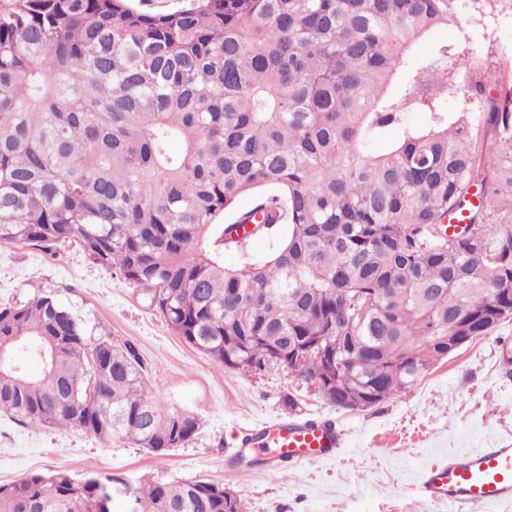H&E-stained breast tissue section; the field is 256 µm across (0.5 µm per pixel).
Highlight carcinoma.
Returning a JSON list of instances; mask_svg holds the SVG:
<instances>
[{
  "mask_svg": "<svg viewBox=\"0 0 512 512\" xmlns=\"http://www.w3.org/2000/svg\"><path fill=\"white\" fill-rule=\"evenodd\" d=\"M466 8L0 0V242L77 243L224 367L281 368L351 410L325 389L339 377L380 405L448 356L451 323L477 339L512 308V94L491 95L450 44L411 55ZM461 82L476 108L452 118L442 102ZM246 224L275 245L228 268ZM1 349L0 412L20 424L157 454L199 428L156 395L131 345L53 290L0 306ZM116 496L125 512H247L206 478L133 487L66 471L0 484V512H114Z\"/></svg>",
  "mask_w": 512,
  "mask_h": 512,
  "instance_id": "obj_1",
  "label": "carcinoma"
}]
</instances>
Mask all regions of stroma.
I'll use <instances>...</instances> for the list:
<instances>
[{
    "label": "stroma",
    "mask_w": 512,
    "mask_h": 512,
    "mask_svg": "<svg viewBox=\"0 0 512 512\" xmlns=\"http://www.w3.org/2000/svg\"><path fill=\"white\" fill-rule=\"evenodd\" d=\"M446 43L489 67L502 87L512 86V0H468L463 28H436L413 51L426 60ZM39 289L58 290L90 325L133 346L155 392L198 415L201 426L188 444L157 456L126 441L104 444L76 429L24 426L0 414V484L53 471L109 474L133 485L201 477L224 483L248 512H468L421 498L413 481L449 453L512 443V318L431 367L405 392L348 410L287 371L224 368L175 336L132 285L92 264L78 245L45 251L0 243V303L27 300ZM276 415L333 417L347 444L337 458L277 474L229 466L236 436Z\"/></svg>",
    "instance_id": "35a3bbf8"
}]
</instances>
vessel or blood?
<instances>
[{
  "label": "vessel or blood",
  "instance_id": "1",
  "mask_svg": "<svg viewBox=\"0 0 512 512\" xmlns=\"http://www.w3.org/2000/svg\"><path fill=\"white\" fill-rule=\"evenodd\" d=\"M236 445L252 453L266 470L275 472L333 458L344 447L345 438L332 419L302 420L282 415L239 435ZM416 492L424 499L451 506L511 502L512 445L449 455L447 462L420 473Z\"/></svg>",
  "mask_w": 512,
  "mask_h": 512
}]
</instances>
